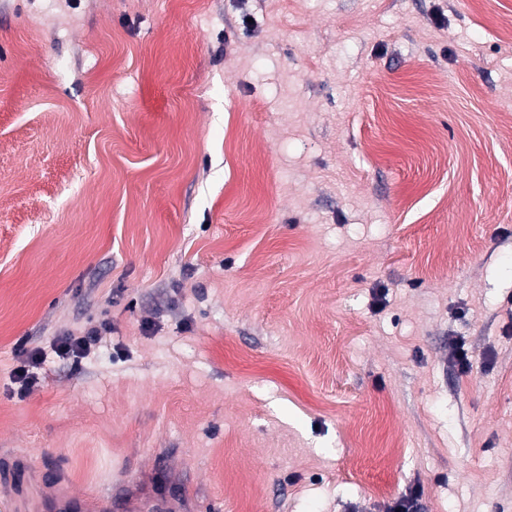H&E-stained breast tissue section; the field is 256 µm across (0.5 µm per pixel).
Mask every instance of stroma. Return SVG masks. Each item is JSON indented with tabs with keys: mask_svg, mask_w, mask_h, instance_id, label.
Here are the masks:
<instances>
[{
	"mask_svg": "<svg viewBox=\"0 0 512 512\" xmlns=\"http://www.w3.org/2000/svg\"><path fill=\"white\" fill-rule=\"evenodd\" d=\"M508 14L0 0V500L512 512ZM99 330L92 328L82 336H75L73 333L63 334L54 343V353L60 358H85L91 353L93 346L98 341ZM128 490L135 491L130 495ZM151 499L154 501L151 507ZM149 507L153 512H174L186 510L184 502L171 503L165 499L152 497L149 480L134 488L115 489L111 495L96 493L75 494L67 489L60 490L57 495L40 498L30 510L34 512H140L143 507Z\"/></svg>",
	"mask_w": 512,
	"mask_h": 512,
	"instance_id": "stroma-1",
	"label": "stroma"
}]
</instances>
